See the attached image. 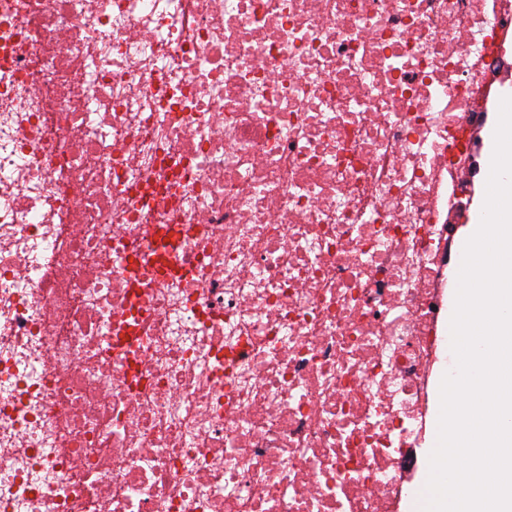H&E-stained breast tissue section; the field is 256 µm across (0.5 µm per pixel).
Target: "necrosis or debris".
Here are the masks:
<instances>
[{
	"label": "necrosis or debris",
	"mask_w": 512,
	"mask_h": 512,
	"mask_svg": "<svg viewBox=\"0 0 512 512\" xmlns=\"http://www.w3.org/2000/svg\"><path fill=\"white\" fill-rule=\"evenodd\" d=\"M512 0H0V512H395Z\"/></svg>",
	"instance_id": "necrosis-or-debris-1"
}]
</instances>
